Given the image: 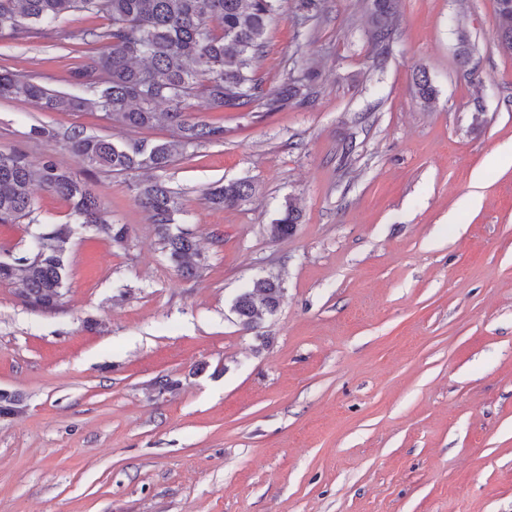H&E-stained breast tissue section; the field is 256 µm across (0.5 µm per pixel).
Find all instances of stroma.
I'll return each mask as SVG.
<instances>
[{
  "instance_id": "obj_1",
  "label": "stroma",
  "mask_w": 512,
  "mask_h": 512,
  "mask_svg": "<svg viewBox=\"0 0 512 512\" xmlns=\"http://www.w3.org/2000/svg\"><path fill=\"white\" fill-rule=\"evenodd\" d=\"M365 4L286 6L255 69L272 88L313 67L309 99L225 113L223 141L160 172L205 256L190 280L136 201L144 173L29 134L128 131L0 99V151L78 172L129 229L73 236L58 312L0 285V389L24 398L0 421V512H512V52L495 0H402L382 52ZM83 60L0 41V68L58 90ZM242 178L253 202L205 203ZM289 200L303 222L272 238ZM269 276L283 302L243 331L233 301Z\"/></svg>"
}]
</instances>
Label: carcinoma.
<instances>
[{"mask_svg":"<svg viewBox=\"0 0 512 512\" xmlns=\"http://www.w3.org/2000/svg\"><path fill=\"white\" fill-rule=\"evenodd\" d=\"M287 0H0V39L48 36L74 13L86 12L108 21L107 28H85L66 34L74 47L86 49V61L71 72V92L48 88L33 75L0 69V98H23L45 112H94L131 131L165 122L173 139L150 143L141 139L112 141L87 135L78 127L55 132L32 126L35 138L60 139L81 162L113 173L163 171L176 157L202 143L224 139L221 119L195 120L185 112L187 100L201 97L214 112L241 111L258 103L279 112L306 99L313 74L286 78L267 89L253 64L266 48L270 23ZM400 0H369L371 43L389 47L396 39L394 17ZM296 12L315 17L323 0H297ZM498 38L512 49V0H496ZM415 95L428 106L437 91L426 71L416 75ZM64 198L72 222L48 224L39 219L32 187ZM256 188L247 179L210 187L205 201L215 208L240 207L253 201ZM174 268L192 278L204 258L192 233L177 226L183 212L178 192L156 179L140 185L137 195ZM37 225L20 256L0 258V283L16 286L22 302L44 313L59 310L68 276L66 253L80 228L93 227L110 242L123 245L128 228L112 223L99 195L74 172L51 159L33 166L20 152H0V224ZM301 212L285 205L269 226L270 236L293 234ZM277 278L264 279L234 300L233 311L245 331L253 330L283 300ZM22 410V399L0 392V419Z\"/></svg>","mask_w":512,"mask_h":512,"instance_id":"1","label":"carcinoma"}]
</instances>
